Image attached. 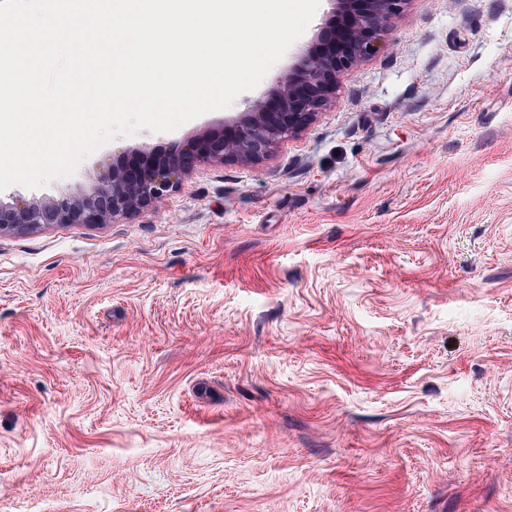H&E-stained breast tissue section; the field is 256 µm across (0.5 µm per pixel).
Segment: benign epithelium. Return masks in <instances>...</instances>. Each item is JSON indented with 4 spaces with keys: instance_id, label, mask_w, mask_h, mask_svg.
<instances>
[{
    "instance_id": "1",
    "label": "benign epithelium",
    "mask_w": 512,
    "mask_h": 512,
    "mask_svg": "<svg viewBox=\"0 0 512 512\" xmlns=\"http://www.w3.org/2000/svg\"><path fill=\"white\" fill-rule=\"evenodd\" d=\"M411 0H336V10L276 94L255 101L185 151H139L85 192L38 201L0 198V234L54 224H110L153 208L200 165L259 164L301 136L332 102L340 73L377 50L380 33Z\"/></svg>"
}]
</instances>
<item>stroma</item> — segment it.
Instances as JSON below:
<instances>
[{
  "instance_id": "stroma-1",
  "label": "stroma",
  "mask_w": 512,
  "mask_h": 512,
  "mask_svg": "<svg viewBox=\"0 0 512 512\" xmlns=\"http://www.w3.org/2000/svg\"><path fill=\"white\" fill-rule=\"evenodd\" d=\"M138 149L221 130L296 67ZM0 512H512V0H411L259 165L0 235Z\"/></svg>"
}]
</instances>
